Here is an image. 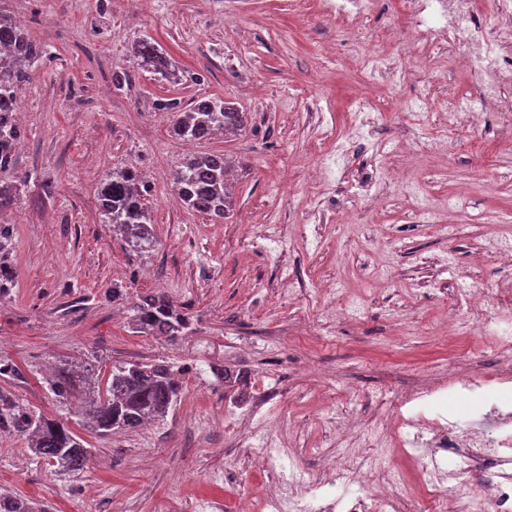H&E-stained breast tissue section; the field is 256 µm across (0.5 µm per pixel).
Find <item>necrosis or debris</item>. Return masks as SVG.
Masks as SVG:
<instances>
[{"label": "necrosis or debris", "mask_w": 512, "mask_h": 512, "mask_svg": "<svg viewBox=\"0 0 512 512\" xmlns=\"http://www.w3.org/2000/svg\"><path fill=\"white\" fill-rule=\"evenodd\" d=\"M416 43L450 47L461 62L481 77L500 78L512 59V0H409ZM482 350L469 349L449 357L452 381L418 385L385 410L362 436L364 447L376 448L390 423L427 431L420 469V490L402 493L404 471L384 466L365 468L352 452H336V464L319 465L308 485L316 495L311 512H512V402L490 400L485 412L467 424L449 418V389L479 390L463 373L465 364L481 361ZM450 452L455 462L443 468L440 458ZM483 481H476V473ZM379 486V496L336 498L337 484Z\"/></svg>", "instance_id": "necrosis-or-debris-1"}]
</instances>
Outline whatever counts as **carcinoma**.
<instances>
[{"label":"carcinoma","mask_w":512,"mask_h":512,"mask_svg":"<svg viewBox=\"0 0 512 512\" xmlns=\"http://www.w3.org/2000/svg\"><path fill=\"white\" fill-rule=\"evenodd\" d=\"M0 0V83L12 94L0 95V212L15 205L24 179L14 171L18 126L7 127L10 113L19 109V89L29 79L28 65L45 50L32 41ZM136 57L162 77L169 74L168 63L157 47L146 40L134 47ZM160 108L176 114L172 132L178 138L207 140L216 130L235 134L249 123V114L220 97L199 98L185 109L176 100L160 103ZM230 161L221 153H198L187 158L175 174L179 199L189 210L203 213L215 224L227 219L231 207L224 174ZM148 185L133 165L112 169L100 191L102 222L121 230L130 251L138 256L151 252L156 244L152 220L145 202ZM13 232L0 230V299L15 287L17 270L10 261ZM128 323L142 336L175 338L189 329V317L165 294L139 296L127 306ZM47 390L68 406L73 397L81 402V426L100 435L133 432L149 419L161 420L177 405L183 381L171 366L151 362L113 364L105 388H100L95 370L88 364H57L43 377ZM0 432L20 440L32 455L57 476L79 474L88 469L92 450L84 440L56 418L30 406L0 388ZM0 512H47V506L33 508L25 497L11 491L0 492Z\"/></svg>","instance_id":"carcinoma-1"}]
</instances>
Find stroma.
<instances>
[{
	"mask_svg": "<svg viewBox=\"0 0 512 512\" xmlns=\"http://www.w3.org/2000/svg\"><path fill=\"white\" fill-rule=\"evenodd\" d=\"M27 34L48 50L20 90L27 174L5 219L14 226L17 286L0 301V356L21 378L5 381L49 416L65 413L46 392V362L92 361L108 372L123 361L186 366L184 389L165 420L134 433L83 432L93 451L86 471L51 474L24 444L0 439V490L44 502L52 512H204L208 500L235 512L240 498L271 476L314 467L318 450L352 448L381 408L404 390L435 380L448 357L427 335L397 336L406 325H438L465 291L512 295V266L489 255L512 246V76L493 87L448 63L447 51L421 78L434 95L414 105V86L364 71L362 55L393 65L417 55L406 0H373L360 16L331 15L325 0H8ZM147 40L175 75L142 65ZM116 72L131 81L118 88ZM373 96L377 127L352 123L358 96ZM220 97L251 113L242 132L185 142L171 133L162 100ZM356 142L363 172L384 186L379 206L346 191V170L325 184L315 163L338 143ZM390 153L377 162L373 148ZM221 152L233 165L235 203L224 224L175 199L172 175L188 155ZM137 167L154 250L133 257L102 223L101 186L112 169ZM335 197V216L313 212ZM279 237L266 241L264 226ZM292 286H284L283 277ZM128 300L164 291L190 316L174 339L139 336L125 306L106 300L113 283ZM87 297L67 315L65 303ZM354 301L355 323L336 321L331 304ZM246 376L241 401L215 371ZM272 399L256 424L290 445L271 470L249 467L244 434L230 416L258 394ZM349 434L334 435V421ZM407 428L391 427L384 448L363 452L368 467H405L404 493L418 489L419 459Z\"/></svg>",
	"mask_w": 512,
	"mask_h": 512,
	"instance_id": "stroma-1",
	"label": "stroma"
}]
</instances>
